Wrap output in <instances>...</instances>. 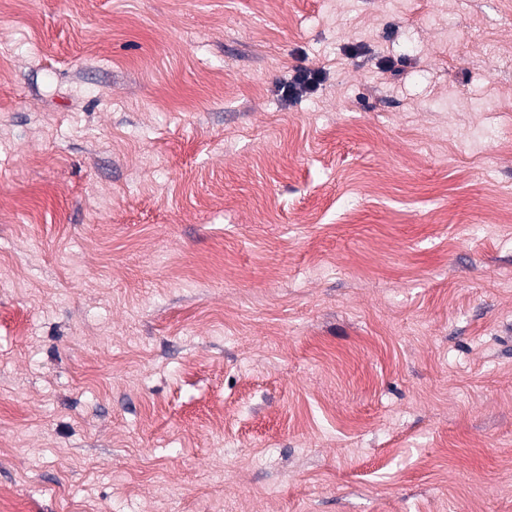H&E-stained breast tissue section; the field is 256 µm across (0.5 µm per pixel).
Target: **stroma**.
I'll return each instance as SVG.
<instances>
[{
  "label": "stroma",
  "instance_id": "35a3bbf8",
  "mask_svg": "<svg viewBox=\"0 0 512 512\" xmlns=\"http://www.w3.org/2000/svg\"><path fill=\"white\" fill-rule=\"evenodd\" d=\"M0 491L512 512V0H0ZM320 81L321 73L319 71L298 69L288 84L283 86V95L288 98L303 92H312Z\"/></svg>",
  "mask_w": 512,
  "mask_h": 512
}]
</instances>
